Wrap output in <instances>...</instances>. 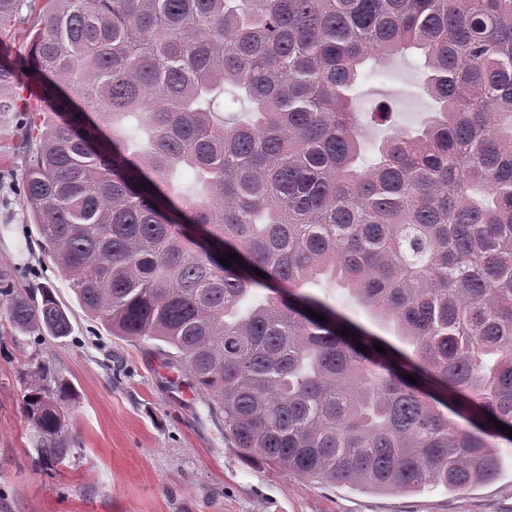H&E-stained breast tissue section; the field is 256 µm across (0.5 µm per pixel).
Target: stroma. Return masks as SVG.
Wrapping results in <instances>:
<instances>
[{"instance_id":"stroma-1","label":"stroma","mask_w":512,"mask_h":512,"mask_svg":"<svg viewBox=\"0 0 512 512\" xmlns=\"http://www.w3.org/2000/svg\"><path fill=\"white\" fill-rule=\"evenodd\" d=\"M424 59L409 51L368 61L351 91L364 129L363 166L391 129H422L434 110L422 88ZM392 113L371 123L380 105ZM19 115L0 113V269L50 287L66 309L70 336L53 338L12 327L0 305V512H512V444H502L501 474L466 494L427 486L380 493L312 482L246 462L224 425L197 395L167 381L146 343L112 335L84 311L75 291L42 247L23 207L29 158L20 145ZM305 292L389 341L391 325L377 319L332 280ZM70 383L65 406V457L58 470L38 465V433L25 396L42 387L38 371Z\"/></svg>"}]
</instances>
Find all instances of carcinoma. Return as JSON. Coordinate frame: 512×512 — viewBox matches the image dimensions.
<instances>
[{
  "label": "carcinoma",
  "instance_id": "carcinoma-1",
  "mask_svg": "<svg viewBox=\"0 0 512 512\" xmlns=\"http://www.w3.org/2000/svg\"><path fill=\"white\" fill-rule=\"evenodd\" d=\"M24 4L0 0V32ZM39 19L37 91L18 105L0 63V112L23 108V206L88 315L168 345L163 366L248 460L380 492L495 480L496 440L512 444V0H43ZM410 49L436 115L362 169L347 91L366 59ZM226 83L254 119L220 130ZM127 112L147 115L148 149L115 130ZM182 165L207 194L175 189ZM321 275L408 348L302 291ZM255 288L270 294L239 314ZM3 302L18 330L71 333L51 289L6 269ZM56 394L25 401L47 471L71 385Z\"/></svg>",
  "mask_w": 512,
  "mask_h": 512
}]
</instances>
